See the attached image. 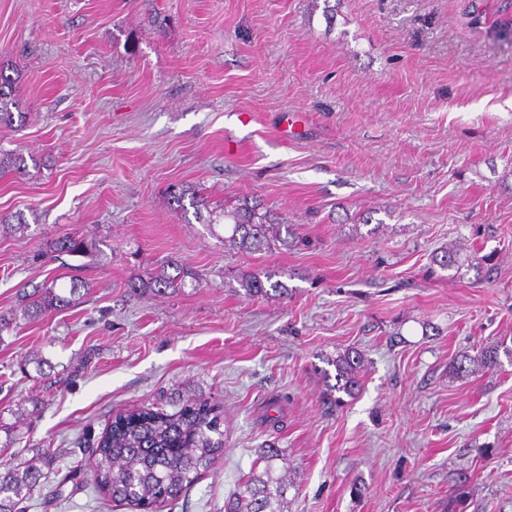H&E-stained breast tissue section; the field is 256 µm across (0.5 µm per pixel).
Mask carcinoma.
<instances>
[{
    "label": "carcinoma",
    "mask_w": 512,
    "mask_h": 512,
    "mask_svg": "<svg viewBox=\"0 0 512 512\" xmlns=\"http://www.w3.org/2000/svg\"><path fill=\"white\" fill-rule=\"evenodd\" d=\"M13 85L14 80L0 70V125L24 119V113L13 112L17 107ZM26 169L27 159L22 151L0 150L1 173H22ZM170 199L177 212L185 214L193 209L200 224L211 229L218 223L224 224V247L238 253L287 249L295 243L288 220L248 196L224 205L219 212L210 209L205 198L189 188H172ZM51 248L82 255L88 243L64 235ZM272 278L273 274L267 271H243L236 278L235 292L250 299L288 297V287ZM198 282L197 273L169 262L148 278L130 282L128 288L135 295L157 296L181 292L187 286L194 288ZM82 287L83 281L74 278L67 287L52 280L25 292L20 296L23 316L35 319L65 310L80 299ZM361 361L360 354L350 352L332 360L336 390L353 393ZM84 452L93 464L95 488L105 491L112 501L138 507L168 506L212 469L223 454L221 414L202 398L190 400L173 413L167 412L162 402L142 404L117 414ZM255 453L256 464L263 468H253L224 499V512H284L292 481L276 470L280 449L269 445ZM39 461L50 464V453L44 451L35 462L0 470V512H25L24 502L41 494L48 474L37 465Z\"/></svg>",
    "instance_id": "carcinoma-1"
}]
</instances>
